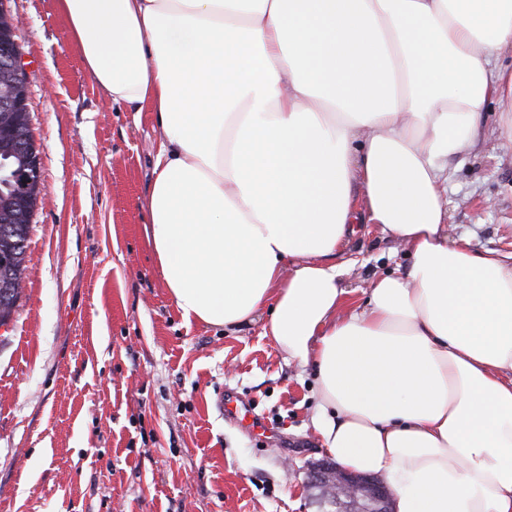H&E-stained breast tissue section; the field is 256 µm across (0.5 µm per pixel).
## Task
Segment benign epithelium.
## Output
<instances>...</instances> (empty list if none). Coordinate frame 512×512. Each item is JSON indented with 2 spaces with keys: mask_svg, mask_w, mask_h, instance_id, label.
Here are the masks:
<instances>
[{
  "mask_svg": "<svg viewBox=\"0 0 512 512\" xmlns=\"http://www.w3.org/2000/svg\"><path fill=\"white\" fill-rule=\"evenodd\" d=\"M309 487L321 489L314 501L318 512H393L390 491L372 475L347 473L322 462L311 468Z\"/></svg>",
  "mask_w": 512,
  "mask_h": 512,
  "instance_id": "1",
  "label": "benign epithelium"
}]
</instances>
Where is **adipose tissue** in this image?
Here are the masks:
<instances>
[{
  "mask_svg": "<svg viewBox=\"0 0 512 512\" xmlns=\"http://www.w3.org/2000/svg\"><path fill=\"white\" fill-rule=\"evenodd\" d=\"M87 73L149 108L148 234L185 321L316 374L311 416L394 512H512V255L449 242L448 161L512 143V0H57ZM408 264L349 304L356 215Z\"/></svg>",
  "mask_w": 512,
  "mask_h": 512,
  "instance_id": "1",
  "label": "adipose tissue"
}]
</instances>
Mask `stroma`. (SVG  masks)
Masks as SVG:
<instances>
[{
	"label": "stroma",
	"instance_id": "1",
	"mask_svg": "<svg viewBox=\"0 0 512 512\" xmlns=\"http://www.w3.org/2000/svg\"><path fill=\"white\" fill-rule=\"evenodd\" d=\"M39 151V200L16 307L0 328V512H316L307 465L314 375L259 326L186 322L146 235L157 138L148 112L105 100L55 0H9ZM489 104L448 162V238L512 253V148ZM355 302L395 270L393 244L356 217ZM249 401L258 439L215 407Z\"/></svg>",
	"mask_w": 512,
	"mask_h": 512
}]
</instances>
